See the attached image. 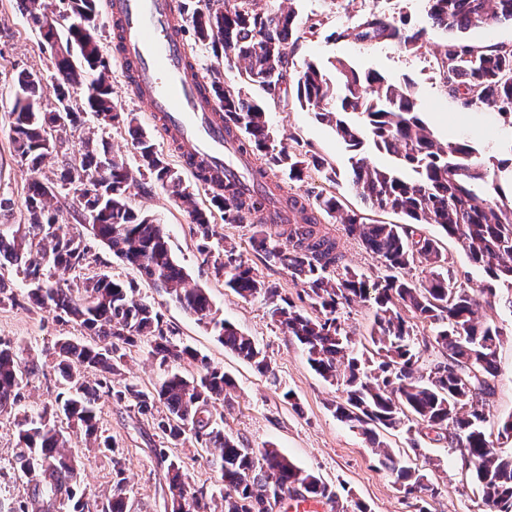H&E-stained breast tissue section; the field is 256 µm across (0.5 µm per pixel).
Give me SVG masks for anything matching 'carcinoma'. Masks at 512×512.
<instances>
[{
	"label": "carcinoma",
	"mask_w": 512,
	"mask_h": 512,
	"mask_svg": "<svg viewBox=\"0 0 512 512\" xmlns=\"http://www.w3.org/2000/svg\"><path fill=\"white\" fill-rule=\"evenodd\" d=\"M28 17L54 13L53 0H19ZM259 0H222L217 6L194 10L191 22L198 42L214 55L242 63L240 75L275 98L294 83L296 96L314 116L331 125L338 139L358 153L364 146L393 157V167L377 166L365 157L352 162V187L377 211L403 214L404 224H372L357 213H340L334 196L318 203L319 210L339 214L347 237L361 242L387 271L374 285L377 310L370 331L372 348L360 352L342 327V307L367 299L366 282L343 269L344 255L335 238L321 233L316 213L304 224L269 231L260 223L254 245L274 267L290 273L301 287L300 308L280 294L277 286L260 278L234 248L212 259L213 272L239 296H261L271 304V315L300 344L309 365L326 381L343 386L344 398L336 403V417L361 431L381 463L400 482L404 493L418 501L440 494L428 476L393 456L380 437L389 430L408 431L459 451L472 459L466 470L478 486L489 512H512V453L500 450L503 437L512 439V416L501 422L497 438L485 430L484 405L474 403L494 395L497 348L501 330L479 311L493 308L499 291L512 293V176L504 190L499 173L502 161L491 168L478 160L477 149L462 138L442 141L421 116L410 85L393 82L375 71L358 72L343 60L326 70L310 63L296 77L288 74L294 25L292 10L258 7ZM426 16L437 27L464 31L489 23L512 24V0H426ZM71 11L83 22L68 26L66 37L74 54L54 55L50 79L23 72L8 113L12 145L23 165L36 168L53 151L49 132L81 124L73 106L71 89L89 83L86 105L102 126L125 124L135 143L139 167L165 189L188 214L199 237L213 236L210 213L198 208L194 192L180 172L170 167L154 142L134 119L117 109L112 98L108 65L95 37L96 0H71ZM337 37L358 42L388 40L408 51L423 47L424 31L410 32L393 19L371 14ZM445 82L464 90V106L491 108L512 129V48L478 51L461 40L446 45L438 62ZM54 104L41 105L45 91ZM210 90L224 112L225 133L237 140L240 151L253 159L252 173L265 181L281 172L301 180L304 169L322 162L302 159L274 139L263 108L240 89L214 82ZM112 160L111 195L99 200L83 194L82 176ZM132 171L126 159L110 153L106 143L87 139L78 154L61 161L60 186L74 191L81 213L93 217L77 234L61 232L51 208L53 186L29 182L25 207L29 223L12 229L0 225V268L16 266L41 307L75 322L95 344L67 340L45 346L42 352L58 360L65 390L56 407L25 414L17 422L16 455L19 470L33 483L31 495L16 512H127L125 463L115 454L110 437L99 430V393L128 401L146 415L160 409L153 425L166 443L187 440L218 451L224 482L220 512H272L277 494L300 501L334 503L336 491L319 477L288 459L276 448H244L224 435L213 414L234 388L232 379L188 346L164 335L161 314L134 297L132 285L108 275L79 282L56 278V272L77 273L88 264L86 236L105 244L122 262L135 267L172 300L211 327L224 347L269 372L266 355L248 336L216 317L206 291L188 285V274L174 257L161 225L135 211L127 189ZM275 202L280 222L284 213L305 209L294 195L281 194ZM213 207L224 212V223L235 224L252 212L249 193L234 182L224 183V200L211 197ZM436 224L457 240L470 260L483 268L486 279L473 286L448 269V257L437 243L421 233L419 225ZM424 265L423 275L407 278L402 271ZM412 318L433 328V341L414 342ZM150 343L149 354L167 367L153 390L134 383L116 386L121 374L122 350L137 342ZM188 360L196 374L188 377L174 366ZM36 358H20L0 342V414L10 413L21 401L24 380L38 375ZM82 430L100 451L112 453L110 494L90 501L78 489L81 458L73 455L59 422ZM171 512H210L204 491L192 485L181 465L170 461L167 471Z\"/></svg>",
	"instance_id": "carcinoma-1"
}]
</instances>
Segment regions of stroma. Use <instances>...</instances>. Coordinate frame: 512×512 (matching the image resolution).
<instances>
[{"label":"stroma","mask_w":512,"mask_h":512,"mask_svg":"<svg viewBox=\"0 0 512 512\" xmlns=\"http://www.w3.org/2000/svg\"><path fill=\"white\" fill-rule=\"evenodd\" d=\"M261 7L292 9L295 27L289 59L290 74L303 71L307 64L329 65L342 59L359 71H375L386 78L409 83L420 105L422 117L440 139L467 138L483 156L504 158L498 144L508 132L494 110H469L461 95L453 93L441 80L437 58L452 34L429 26L425 0H260ZM380 14L404 21L408 29L424 30L425 44L417 51H407L387 41L361 43L351 38H337V31L352 28L369 14ZM50 76L53 65L50 48L38 28L21 11L18 0H0V200L11 202V210L0 212V224H24L28 213L24 205L31 177L46 184L57 182L62 155H75L87 136L105 140L112 152L126 157L135 172L128 189L131 205L150 214L162 224L171 249L185 268L190 284L203 288L218 316L250 336L267 356L270 374L257 372L249 363L226 350L213 333L182 309L164 291L159 290L138 270L113 257L107 246L90 240V263L85 276L107 274L115 279L134 282L135 296L155 306L162 314V329L176 342L189 345L235 381L224 406L217 413L223 418L224 432L247 448H276L305 470L333 485L338 494L334 503L321 504L319 512H352L355 503L367 505L369 512H417L415 499L405 496L394 475L384 469L364 436L338 420L334 405L342 392L340 386L321 378L307 363L298 343L270 315L263 299L245 300L217 277L204 261L205 250H218L233 244L237 254L266 280L275 282L281 293L296 296L298 288L287 271L267 266L252 244L258 220L245 216L238 224L224 221L215 212V234L202 241L195 233L186 212L177 207L168 193L149 175L138 172V157L126 129L101 127L93 114H85L80 127L60 128L52 133L57 157L46 159L37 174L21 167L14 158L9 136L8 112L16 93V77L21 71ZM113 98L119 110L134 115L139 126L151 133L157 149L176 170L184 164L174 147L156 132L147 108L136 100L127 84L119 62L110 66ZM249 94L264 101L266 118L277 139L301 158L319 157L325 167L335 169V180H326L321 172L307 169L303 180L292 181L279 176L278 182L288 193L301 196L309 203L325 197H337L344 210L367 214L376 224H401L405 218L392 211L369 210L352 189V153L326 123L312 112L302 109L295 95L280 100L269 99L259 87ZM321 228L336 237L350 270L367 284L381 279L383 271L375 256L358 241L343 237L337 220L323 221ZM421 230L433 238L446 255L459 280L479 284L482 268L474 266L457 241L448 238L434 224ZM0 278L17 296L16 305H0V340L10 343L23 354L39 355L44 344L60 338H83V330L72 322L58 320L55 312L39 307L26 297L27 286L14 267L0 270ZM492 317L503 332L498 348V375L495 393L489 399L485 428L496 431L499 423L512 416V311L496 307ZM126 382L149 390L164 374L158 360L149 355V346L141 342L127 347ZM60 387L52 365H45L41 375L22 385L19 409L0 415V512H13L18 502L30 493L32 484L14 467L17 452L16 422L24 413L54 403ZM99 426L110 436L114 452H100L86 443L82 434L71 436L70 445L81 456L85 467L80 484L85 496L107 494L112 486V457L120 455L126 463L128 478V512H168L166 462L155 455L161 442L160 432L150 417L141 415L131 403L101 398L97 404ZM392 454L427 474L439 485L440 494L428 500V512H486L482 497L469 475L459 464L457 452L422 440L412 448L404 430L387 433ZM169 460L180 462L196 486L206 492H218L221 481L211 451L188 441L167 448Z\"/></svg>","instance_id":"1"}]
</instances>
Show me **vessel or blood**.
Returning <instances> with one entry per match:
<instances>
[{
    "label": "vessel or blood",
    "instance_id": "obj_1",
    "mask_svg": "<svg viewBox=\"0 0 512 512\" xmlns=\"http://www.w3.org/2000/svg\"><path fill=\"white\" fill-rule=\"evenodd\" d=\"M117 24L115 52L136 97L190 169L206 167L212 187L241 175L245 162L224 138L223 112L181 39L174 0H106Z\"/></svg>",
    "mask_w": 512,
    "mask_h": 512
}]
</instances>
